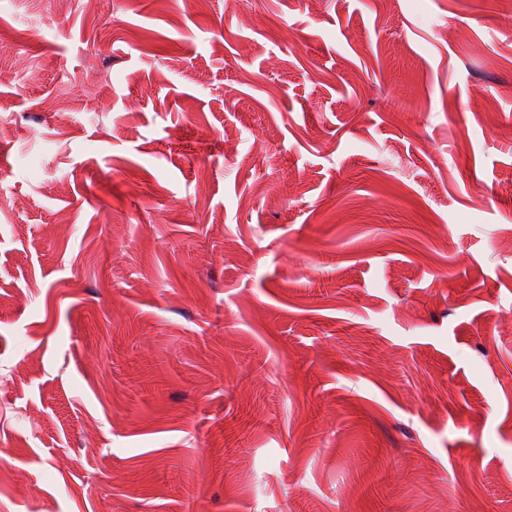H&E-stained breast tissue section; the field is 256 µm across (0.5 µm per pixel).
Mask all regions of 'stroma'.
Returning a JSON list of instances; mask_svg holds the SVG:
<instances>
[{"mask_svg":"<svg viewBox=\"0 0 512 512\" xmlns=\"http://www.w3.org/2000/svg\"><path fill=\"white\" fill-rule=\"evenodd\" d=\"M0 69V512H512V0H0Z\"/></svg>","mask_w":512,"mask_h":512,"instance_id":"obj_1","label":"stroma"}]
</instances>
